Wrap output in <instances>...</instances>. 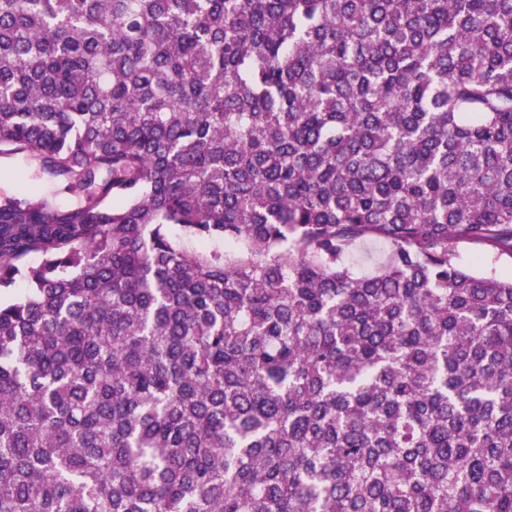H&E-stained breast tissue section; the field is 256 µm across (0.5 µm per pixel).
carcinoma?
<instances>
[{
  "label": "carcinoma",
  "mask_w": 512,
  "mask_h": 512,
  "mask_svg": "<svg viewBox=\"0 0 512 512\" xmlns=\"http://www.w3.org/2000/svg\"><path fill=\"white\" fill-rule=\"evenodd\" d=\"M16 155L0 512H512V0H0ZM30 185L38 186L43 193L55 197L62 204L75 200L74 193L66 190V183L39 174L34 163L20 158H0V193L20 195ZM385 248L378 242H364L358 244L351 252L350 260L359 274L370 273L382 259Z\"/></svg>",
  "instance_id": "1"
}]
</instances>
